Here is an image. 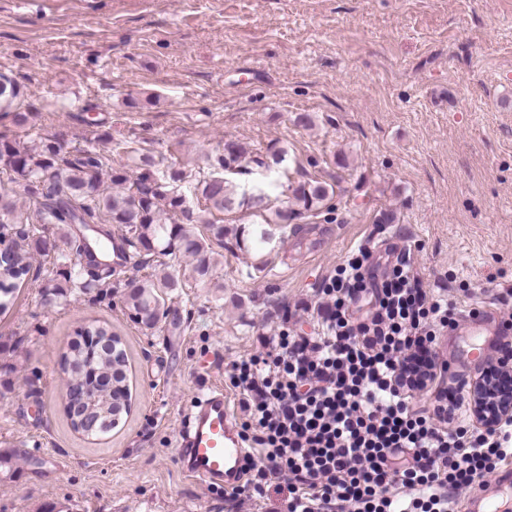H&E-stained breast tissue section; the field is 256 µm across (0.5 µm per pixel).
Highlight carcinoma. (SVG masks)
<instances>
[{"instance_id": "1", "label": "carcinoma", "mask_w": 512, "mask_h": 512, "mask_svg": "<svg viewBox=\"0 0 512 512\" xmlns=\"http://www.w3.org/2000/svg\"><path fill=\"white\" fill-rule=\"evenodd\" d=\"M22 96L19 85L6 73H0V112L14 113L19 124L28 121V113L19 111ZM114 150L124 154L135 175L114 169L94 147L64 153L61 146L47 138L33 144L0 139V171L15 183L29 186L24 201L0 193V246L11 253V267L0 270V313L11 307L15 294L32 268L34 256H50L53 269L40 286L42 302L54 308L81 298L96 301L112 293V232L107 224L124 230L122 239L134 249L129 260L137 267L155 264L145 278L131 277L121 285L124 308L130 320L145 328H156L169 311L168 296L173 292L204 285L214 279L217 261L213 246L224 247V236L232 233L236 243H245L243 231L216 224L205 218L248 206L264 214V225L257 237L270 242L269 224H282L288 217L329 216L335 211L334 186L317 180L288 184L292 208L286 213L271 211L265 187L271 180L239 191L235 176L249 174V164L261 169L260 175L285 161L286 151L277 149L270 160L250 156L249 150L233 140L224 142L223 151L206 158L208 175L193 186L196 202L186 192L189 183L185 170L168 166L161 170L155 160L138 152L128 143H115ZM38 224H51L61 231L68 249L57 248L56 239L42 234ZM93 249L99 260L90 268L81 263V254ZM185 260L175 267L165 257ZM80 336L107 337L112 345L94 352L74 342L62 359V372L68 382H78L87 391L86 409L108 424L105 434L115 427L113 411L128 415L132 394L128 384V354L125 344L111 327L93 320Z\"/></svg>"}]
</instances>
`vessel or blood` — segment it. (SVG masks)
I'll return each instance as SVG.
<instances>
[{"mask_svg":"<svg viewBox=\"0 0 512 512\" xmlns=\"http://www.w3.org/2000/svg\"><path fill=\"white\" fill-rule=\"evenodd\" d=\"M182 448L190 476L209 486L242 484L247 453L223 388H209L197 397L185 421Z\"/></svg>","mask_w":512,"mask_h":512,"instance_id":"obj_1","label":"vessel or blood"}]
</instances>
